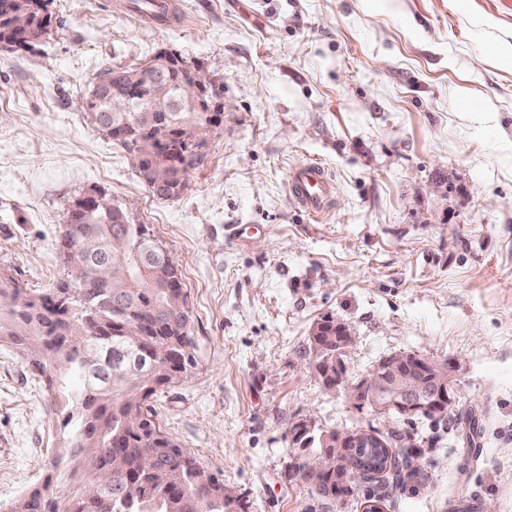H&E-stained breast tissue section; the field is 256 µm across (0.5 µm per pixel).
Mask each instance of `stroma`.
Segmentation results:
<instances>
[{"label":"stroma","instance_id":"1","mask_svg":"<svg viewBox=\"0 0 512 512\" xmlns=\"http://www.w3.org/2000/svg\"><path fill=\"white\" fill-rule=\"evenodd\" d=\"M49 0L50 32L0 47V267L66 278L56 244L78 196L108 192L176 259L192 365L157 420L249 512H328L287 475L291 430L371 426L434 438L395 492L354 483L341 512H512V0ZM222 84L230 109L191 187L154 196L81 104L97 75L161 51ZM336 184L321 219L288 191L299 163ZM248 227L249 240L235 236ZM330 315L355 336L341 385L311 371ZM454 359L441 421H384L349 390L384 357ZM51 400L0 345V506L42 483L60 446Z\"/></svg>","mask_w":512,"mask_h":512}]
</instances>
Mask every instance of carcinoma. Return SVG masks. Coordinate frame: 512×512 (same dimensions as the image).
<instances>
[{
    "instance_id": "1",
    "label": "carcinoma",
    "mask_w": 512,
    "mask_h": 512,
    "mask_svg": "<svg viewBox=\"0 0 512 512\" xmlns=\"http://www.w3.org/2000/svg\"><path fill=\"white\" fill-rule=\"evenodd\" d=\"M50 0H0V40L26 47L42 38L51 24ZM168 82L175 83L189 62L177 53L154 56ZM117 73L116 97L136 91L132 71ZM82 109L93 125L112 136V128H126L129 136L117 140L134 153L138 171L151 168L163 176L149 190L161 199H177L185 193L188 173L204 156L195 153L192 128L208 121L207 103L178 112H117L112 97L90 92ZM98 202L80 196L69 207L66 223L80 226L78 244L60 253L68 267L67 278L35 293L11 272L0 269V343L15 348L33 375L53 391L57 422L62 433L61 451L50 462L71 479L90 475L87 466L98 463L108 472L104 490L93 493L74 489L64 499L54 485V475L25 491L8 512H247L239 497L226 492L224 480L201 466L197 458L180 448L158 424L148 404L151 397L180 379L191 364V325L181 288L169 287L163 275L169 253L144 224L124 225V238L113 245L116 225L110 215L121 207L108 193L94 189ZM133 257L146 279L121 274ZM114 272L104 294L87 293L84 283L97 280L106 269ZM313 362L323 366L324 384L343 383L344 363H336V319L324 317L309 336ZM148 353L139 369L129 368L125 353ZM437 360L423 355L409 357L428 399L436 388L432 374ZM292 440L315 455L327 458V468L315 472L307 459L292 457L287 471L300 477L326 504L344 490L347 465L366 470L369 476L392 472V479L418 474L416 460L422 440L397 430L385 434L379 448H339L336 432L314 435L297 423Z\"/></svg>"
}]
</instances>
